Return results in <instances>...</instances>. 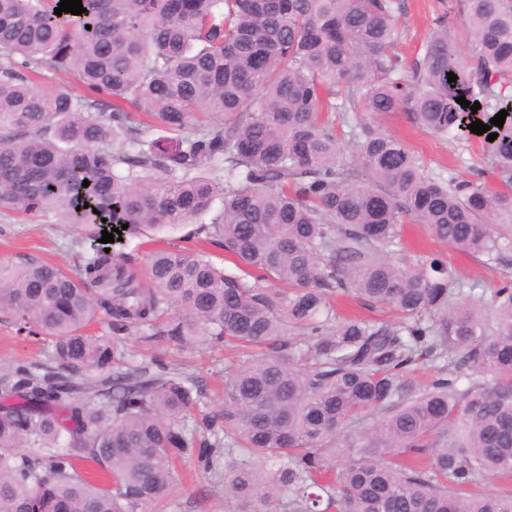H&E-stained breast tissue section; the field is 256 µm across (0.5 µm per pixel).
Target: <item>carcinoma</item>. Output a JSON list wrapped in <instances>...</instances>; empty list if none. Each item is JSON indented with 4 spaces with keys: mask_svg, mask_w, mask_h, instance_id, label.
<instances>
[{
    "mask_svg": "<svg viewBox=\"0 0 512 512\" xmlns=\"http://www.w3.org/2000/svg\"><path fill=\"white\" fill-rule=\"evenodd\" d=\"M60 2L0 0V216L51 214L92 245L73 273L0 266V313L52 337L57 365L0 378V512H150L186 459L224 469L225 512H512L469 490L512 476V283L477 302L442 257L395 259L406 219L473 257L512 252V0H457L467 51L440 24L410 63L403 0ZM49 72L80 92L40 91ZM462 96L508 111L484 141L497 189L481 167L428 171L379 121L459 139ZM124 224H195L255 283L200 250L98 242ZM339 295L398 320L342 318ZM134 336L244 359L209 409Z\"/></svg>",
    "mask_w": 512,
    "mask_h": 512,
    "instance_id": "obj_1",
    "label": "carcinoma"
}]
</instances>
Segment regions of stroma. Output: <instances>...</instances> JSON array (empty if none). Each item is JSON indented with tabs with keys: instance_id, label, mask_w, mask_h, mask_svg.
Returning <instances> with one entry per match:
<instances>
[{
	"instance_id": "35a3bbf8",
	"label": "stroma",
	"mask_w": 512,
	"mask_h": 512,
	"mask_svg": "<svg viewBox=\"0 0 512 512\" xmlns=\"http://www.w3.org/2000/svg\"><path fill=\"white\" fill-rule=\"evenodd\" d=\"M404 3L396 24V48L405 60L421 54L429 31L438 23H446L456 35H463L457 0H404ZM382 122L420 155L431 170L449 169L466 178L472 167L483 161L482 141L477 137L435 138L413 125L403 112L388 114ZM400 249L402 257L409 262L430 254L444 255L464 288L470 289L478 300L488 296L504 276H512V255L501 265L486 263L436 240L422 224L404 223ZM87 252V245L76 231L70 225L56 223L54 217L42 218L36 224H12L0 219V265H19L35 259L71 271L82 264ZM130 345L143 357L158 356L173 368L197 375L206 386L208 404L222 403L225 351L205 345L181 351L167 342L146 344L135 339ZM50 353L48 339L17 334L12 320L0 314V376L21 364L49 363ZM153 512H224L223 471L202 470L193 460L181 462L172 489L154 506Z\"/></svg>"
}]
</instances>
